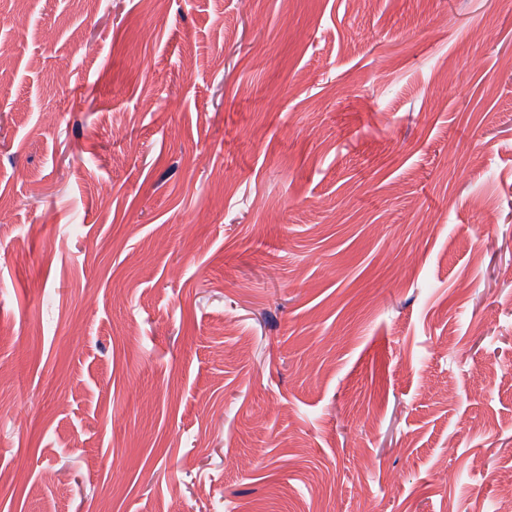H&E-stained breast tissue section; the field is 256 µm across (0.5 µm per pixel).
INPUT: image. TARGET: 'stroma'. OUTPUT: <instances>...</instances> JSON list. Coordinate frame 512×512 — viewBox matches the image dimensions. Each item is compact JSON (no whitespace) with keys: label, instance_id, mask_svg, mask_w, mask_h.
I'll use <instances>...</instances> for the list:
<instances>
[{"label":"stroma","instance_id":"35a3bbf8","mask_svg":"<svg viewBox=\"0 0 512 512\" xmlns=\"http://www.w3.org/2000/svg\"><path fill=\"white\" fill-rule=\"evenodd\" d=\"M0 67V512H490L512 0H0Z\"/></svg>","mask_w":512,"mask_h":512}]
</instances>
